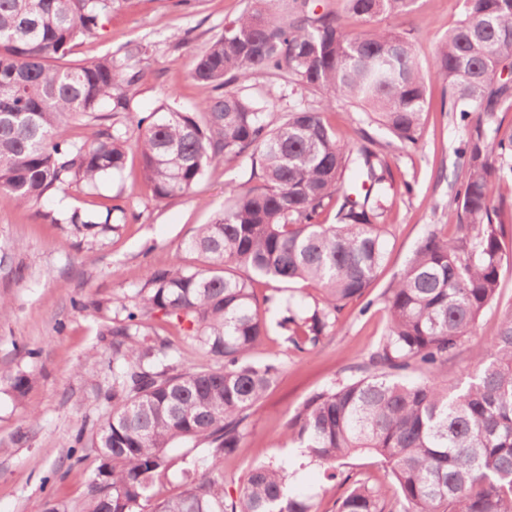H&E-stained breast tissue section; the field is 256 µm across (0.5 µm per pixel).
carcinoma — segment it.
Segmentation results:
<instances>
[{"label":"carcinoma","mask_w":512,"mask_h":512,"mask_svg":"<svg viewBox=\"0 0 512 512\" xmlns=\"http://www.w3.org/2000/svg\"><path fill=\"white\" fill-rule=\"evenodd\" d=\"M123 2L0 0V192L32 208L51 191L122 171L131 149L157 202L191 194L226 157L249 158L255 183L230 187L224 209L185 242L199 266H149L135 302L113 300L110 412L91 439L100 465L87 512H317L289 491L280 462L252 468L235 495L220 464L282 369L252 358L269 336L266 313L287 348L306 353L377 277L390 233L386 148L417 146L432 78L446 82L448 111L468 129L455 150L456 232L428 230L383 294L387 327L358 375L310 397L287 430L301 456L325 466V480L346 486L335 512H512V307L476 346L469 381L448 380V363L499 298L506 224L495 190L512 172V138H498L495 123L512 109V0H462L426 71L407 36L371 26L413 0H344L369 26L360 32L311 0H291L286 19L280 0H250L193 58L190 77L210 91L197 110L161 108L130 126L120 116L131 112L142 73L130 61L143 48L67 60L76 41L103 35ZM263 71L319 93L320 107L272 122L230 89ZM340 100L390 141L364 129L358 146L338 140L325 112ZM82 119L98 129L74 140L70 125ZM338 195L336 222L320 223ZM109 221L78 208L52 218L79 234L109 232ZM260 279L304 282L316 294L296 300L280 288L262 309ZM156 319L209 364L182 369L167 342L151 338ZM178 440L206 445L211 463L184 470V487L161 498L156 483L174 466L168 448ZM360 455L376 458L387 480L345 470Z\"/></svg>","instance_id":"1"}]
</instances>
